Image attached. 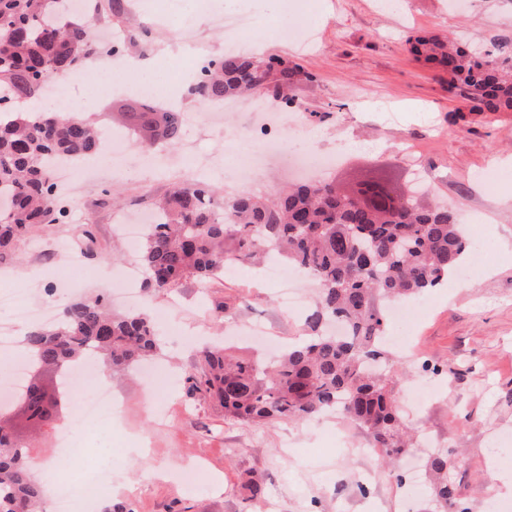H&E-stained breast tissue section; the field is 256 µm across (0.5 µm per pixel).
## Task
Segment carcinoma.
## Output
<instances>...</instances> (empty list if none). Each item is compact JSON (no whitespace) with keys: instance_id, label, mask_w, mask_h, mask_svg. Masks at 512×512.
<instances>
[{"instance_id":"cac0c4a2","label":"carcinoma","mask_w":512,"mask_h":512,"mask_svg":"<svg viewBox=\"0 0 512 512\" xmlns=\"http://www.w3.org/2000/svg\"><path fill=\"white\" fill-rule=\"evenodd\" d=\"M69 0H0V262L35 224H62L66 211L54 205L53 159H79L96 152L99 133L83 117L19 112L35 103L57 74L82 65L96 50L94 19L66 16ZM409 51L448 74V91L472 112H512V42L493 53L446 34L417 36ZM300 73L287 61L228 54L210 63L192 87L201 100L225 99L265 87L285 104ZM140 143L177 146L183 137L179 111L146 105L130 113ZM387 181L372 185L376 203L366 209L317 181L291 186L273 198L240 193L218 203L201 180L175 185L159 203L157 223L139 245L147 273L145 307L116 312L102 295L81 297L62 307L58 318L34 325L23 341L37 370L58 373L89 354L108 372L130 368L160 350L159 330L148 312L151 296L186 279L211 285L237 262L261 264L271 254L309 273L318 288L305 319L313 336L288 345L273 364L229 358L206 348L200 367L187 377L190 389L209 397L224 415L242 423L301 421L342 406L343 415L366 428L388 457L409 447L410 426L398 410L378 349L385 310L377 303L425 294L448 280L467 251L468 240L453 214L437 205L420 208L400 201ZM19 410L27 428L55 427L58 391L38 375L25 379ZM441 503L455 509L458 489L448 479V458L428 457ZM42 489L29 448L13 426L0 429V512H34Z\"/></svg>"}]
</instances>
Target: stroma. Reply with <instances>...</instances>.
Segmentation results:
<instances>
[{"label":"stroma","instance_id":"35a3bbf8","mask_svg":"<svg viewBox=\"0 0 512 512\" xmlns=\"http://www.w3.org/2000/svg\"><path fill=\"white\" fill-rule=\"evenodd\" d=\"M112 36L124 46L142 45L143 56L168 65V34L156 24L169 8L187 17L213 58L224 54L225 30L214 25L206 0H121ZM251 55L299 65L291 114L319 130L315 142L282 137L281 159L241 183L224 163L225 138L248 136L249 113L230 111L223 128L206 124L212 103L179 89L170 99L139 90L97 97L87 109L102 132L132 135L125 105L176 103L189 118L183 138L216 157L209 175L226 197L249 192L271 197L291 178L289 157L316 146L341 162L324 179L346 186L368 174L383 175L414 204L445 201L462 220L470 252L460 272L413 301L405 322L387 321L388 337L407 336L411 348L389 350L387 369L400 409L417 400L415 427L448 454V473L467 512H512L502 475H512V169L489 160L512 155V113L464 109L448 92V76L416 60L408 41L452 34L481 49L512 41V0H281L277 10L252 11ZM316 31L314 46L298 50L279 28ZM178 149L163 148L145 165L113 174L108 165L79 181L60 203L62 224L36 227L16 245L17 259L0 267V289L27 282L37 299L62 305L74 295L107 291L108 273L137 260L111 224L115 211L133 213L154 204L175 183L189 181ZM83 252L73 289L55 271ZM163 346L148 379L118 372L109 379L126 403L111 430L87 427L74 442L92 464L110 470L112 486L100 512L127 505L134 512H445L425 472L429 449L416 447L399 462L382 454H346L345 441L368 440L362 427L328 412L307 421L244 425L224 416L212 400L193 395L186 376L203 346L221 341L236 355L265 358V346L249 334L259 322L269 339L288 344L305 336L306 310L285 311L260 269L246 263L226 270L213 287L187 281L151 303ZM177 403L181 411L157 424L147 397ZM35 462L46 465L43 490L67 481L56 431L33 435L19 429ZM153 447L136 457L139 437ZM258 481L261 498L245 485Z\"/></svg>","mask_w":512,"mask_h":512}]
</instances>
